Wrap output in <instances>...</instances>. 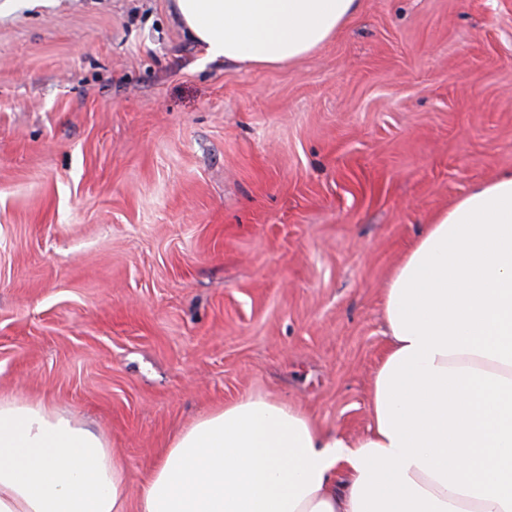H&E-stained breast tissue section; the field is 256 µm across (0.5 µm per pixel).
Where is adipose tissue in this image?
<instances>
[{
	"mask_svg": "<svg viewBox=\"0 0 512 512\" xmlns=\"http://www.w3.org/2000/svg\"><path fill=\"white\" fill-rule=\"evenodd\" d=\"M359 0H172L207 60L276 66ZM367 432L248 396L177 433L130 504L121 458L42 401L0 395V512H512V172L437 213L385 288Z\"/></svg>",
	"mask_w": 512,
	"mask_h": 512,
	"instance_id": "1",
	"label": "adipose tissue"
}]
</instances>
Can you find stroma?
Instances as JSON below:
<instances>
[{"instance_id":"1","label":"stroma","mask_w":512,"mask_h":512,"mask_svg":"<svg viewBox=\"0 0 512 512\" xmlns=\"http://www.w3.org/2000/svg\"><path fill=\"white\" fill-rule=\"evenodd\" d=\"M512 171V0H360L312 55L208 62L171 0H0V393L101 435L130 499L246 396L348 441L384 288Z\"/></svg>"}]
</instances>
